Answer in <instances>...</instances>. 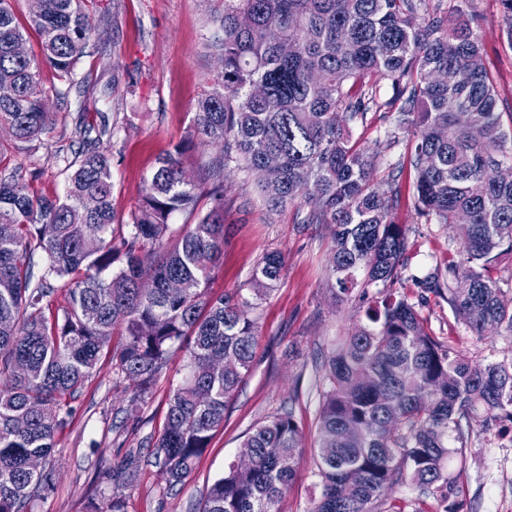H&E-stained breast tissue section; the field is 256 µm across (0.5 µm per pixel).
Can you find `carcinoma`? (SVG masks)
<instances>
[{
  "label": "carcinoma",
  "instance_id": "1",
  "mask_svg": "<svg viewBox=\"0 0 512 512\" xmlns=\"http://www.w3.org/2000/svg\"><path fill=\"white\" fill-rule=\"evenodd\" d=\"M0 0V126L29 143L53 125L39 76L50 66L66 90L93 39L83 0H33L28 27ZM470 0H224L216 41L223 70L202 97L190 140L216 147L186 178L182 150L158 159L130 222L115 223L108 123L79 122L87 138L67 164L61 198L30 192L16 174L0 177V512H26L50 489L65 400L92 376L102 355L131 382L129 402L144 403L174 346L188 372L172 387L151 463L168 488L181 484L224 426V411L253 360L258 301L285 267L265 254L252 298L211 297L208 285L224 251V168L244 162L261 175L272 212L306 211L303 223L332 227L329 274L338 295L396 280L409 250L393 220L400 176L416 172L413 207L427 223L456 229L462 260L435 265L420 279L448 301L457 320L482 336L512 333V290L497 267L512 257V166L501 128L500 96L484 48L465 19ZM463 17L448 27L450 14ZM40 55L14 54L26 29ZM385 81L391 94L381 93ZM260 84L262 98L252 95ZM381 112L385 145L404 152L385 186L369 182L373 159L353 127ZM211 201L197 210L200 197ZM195 211L179 231L170 219ZM67 281L63 308L51 312L55 283ZM121 337L115 347L112 336ZM326 387L318 411L321 494L311 512H379L388 487L408 484L439 498L442 512H467L448 472L471 420L512 432V360L472 365L431 336L415 304L385 293L365 320L324 356ZM249 468L230 465L208 488L199 512H277L292 479L302 434L290 408L256 427L243 443ZM32 456L46 466L28 467ZM140 458L122 465L135 483Z\"/></svg>",
  "mask_w": 512,
  "mask_h": 512
}]
</instances>
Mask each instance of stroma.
I'll return each mask as SVG.
<instances>
[{"label": "stroma", "mask_w": 512, "mask_h": 512, "mask_svg": "<svg viewBox=\"0 0 512 512\" xmlns=\"http://www.w3.org/2000/svg\"><path fill=\"white\" fill-rule=\"evenodd\" d=\"M93 24L107 37L91 43L78 66L80 90L56 94L57 80L41 70V84L54 125L42 140L18 148L9 130L0 129V173L20 175L34 191L63 196L68 161L82 141L76 129L80 103L93 102L92 123L130 120L111 147L115 184L112 207L125 224L137 205L158 157L174 151L193 125L198 99L222 70L211 43L219 30L213 19L220 0H89ZM473 27L487 50V61L503 101L501 125L512 132V46L505 35L500 0H471ZM361 148L377 157L370 180L383 187L399 149H385L384 123L369 114L356 127ZM416 174L401 177L404 201L394 220L405 227L411 249L396 289L413 302L429 331L459 358L472 363L512 358V334L489 331L474 335L458 323L446 299L419 288L416 278L435 264L458 256L456 232L446 224H429L418 215L411 195ZM224 254L211 292L248 291L253 271L269 251L286 260L280 280L256 311L255 358L228 402L224 425L213 435L183 484L168 488L158 469L142 464L134 486L101 479L102 469L120 467L133 452L148 456L146 436L161 429L172 384L180 382L187 363L184 352L170 357L145 403L127 402L126 379L110 358L99 361L84 387L71 400L72 415L53 459L54 487L34 496L27 512H90L92 505L120 495L127 512H196L206 489L234 462L253 430L284 407H292L303 433L294 476L279 503L280 512H308L320 492L316 469L319 434L316 414L323 381V356L363 319L377 288L368 298L337 297L329 280L331 229L325 224L297 223L293 209L269 212L257 175L228 166L224 172ZM449 469L458 475L461 496L473 512H512V441L495 431L474 429L462 456Z\"/></svg>", "instance_id": "stroma-1"}]
</instances>
